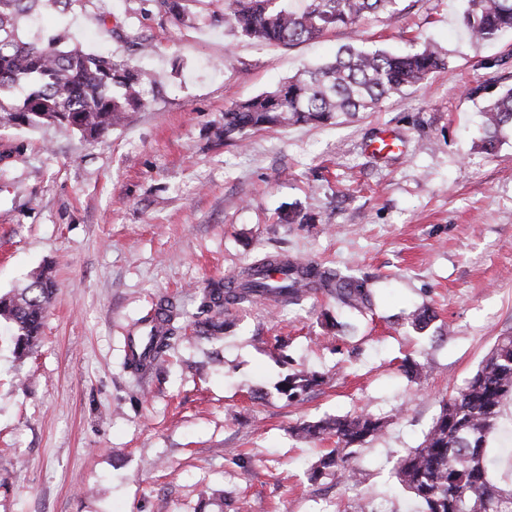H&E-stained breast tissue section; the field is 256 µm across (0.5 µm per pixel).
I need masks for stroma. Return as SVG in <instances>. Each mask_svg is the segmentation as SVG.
Listing matches in <instances>:
<instances>
[{
  "label": "stroma",
  "instance_id": "1",
  "mask_svg": "<svg viewBox=\"0 0 512 512\" xmlns=\"http://www.w3.org/2000/svg\"><path fill=\"white\" fill-rule=\"evenodd\" d=\"M466 0H400L314 42L259 45L230 28L175 25L138 0H93L41 34L151 70L148 107L91 143L65 128L0 129V293L53 267L33 350L0 338V512H358L375 497L412 512L396 456L417 447L449 395L512 334V129L481 147V113L512 88V33L469 38ZM152 43L151 54L126 42ZM448 62L373 112L217 142L226 108L343 45ZM297 208L311 224L281 217ZM264 253L372 277L371 309L260 302L222 336L178 338L167 361L123 367L129 336L169 301L195 314L209 282ZM427 305L424 330L406 320ZM434 371L409 379L405 359ZM306 369L301 403L278 386ZM365 411L387 421L359 450L362 483L309 473L325 449L291 426ZM489 450L512 486V402Z\"/></svg>",
  "mask_w": 512,
  "mask_h": 512
}]
</instances>
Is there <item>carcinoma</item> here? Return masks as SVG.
<instances>
[{
	"label": "carcinoma",
	"instance_id": "cac0c4a2",
	"mask_svg": "<svg viewBox=\"0 0 512 512\" xmlns=\"http://www.w3.org/2000/svg\"><path fill=\"white\" fill-rule=\"evenodd\" d=\"M93 0H0V127L66 128L85 141L95 140L121 125L128 114L148 105L145 87L155 86L152 74L113 53H87L68 48L60 36L47 39L23 34L24 24L40 17V7L53 5L64 14L87 10ZM163 20L196 21L230 27L239 35L269 45L311 41L339 27L348 28L368 14L394 15L399 0H222V8L193 12L189 3L204 0H148ZM463 24L472 38L490 41L512 32V0H467ZM446 66L443 53L426 44L407 54L363 51L343 46L334 61L305 68L272 91L224 110L218 139L231 140L251 130L294 123H325L343 115L367 112L382 101L419 86ZM485 147H495L497 133L512 127V89L483 113ZM56 288L45 272H34L27 284L0 295V321L13 330L14 352L23 358L41 331ZM323 295L342 308L372 305L370 279L345 275L314 261L265 254L243 268L234 286L212 282L202 291V320L193 324L216 336L224 330V312L243 303L270 301L299 305ZM184 313L168 302L150 320L146 352L128 344L124 367L147 373L171 348L175 320ZM318 381L316 374L288 375L280 390L298 401ZM512 397V335L501 336L466 384L446 401L419 445L395 462L397 484L414 496L418 512H512V489L493 482L494 459L489 441L499 425L501 407ZM383 430L369 414L299 424L295 437L331 440L312 477L332 476L356 484L362 476L356 463L360 447Z\"/></svg>",
	"mask_w": 512,
	"mask_h": 512
}]
</instances>
